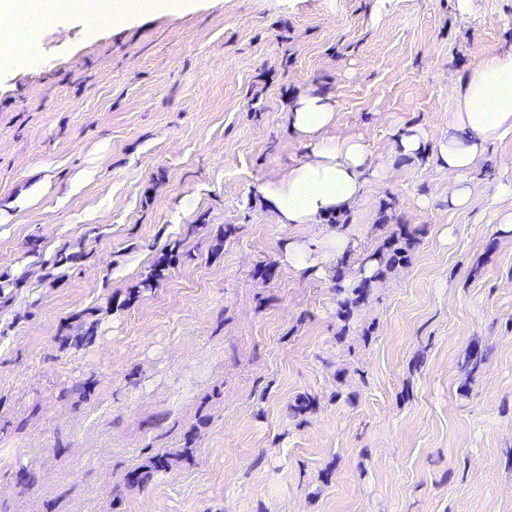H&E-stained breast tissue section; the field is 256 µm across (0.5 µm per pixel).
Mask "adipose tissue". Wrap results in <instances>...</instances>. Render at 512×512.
<instances>
[{
  "mask_svg": "<svg viewBox=\"0 0 512 512\" xmlns=\"http://www.w3.org/2000/svg\"><path fill=\"white\" fill-rule=\"evenodd\" d=\"M286 117L307 155L262 188L277 222L306 224L356 204L371 170L361 140L330 136L336 122L335 99L315 90L304 92L294 99ZM511 135L512 51L479 63L456 95L448 134L437 147L439 163L457 176L448 190L450 208L469 204L472 188L463 175L479 164L487 144Z\"/></svg>",
  "mask_w": 512,
  "mask_h": 512,
  "instance_id": "adipose-tissue-1",
  "label": "adipose tissue"
}]
</instances>
